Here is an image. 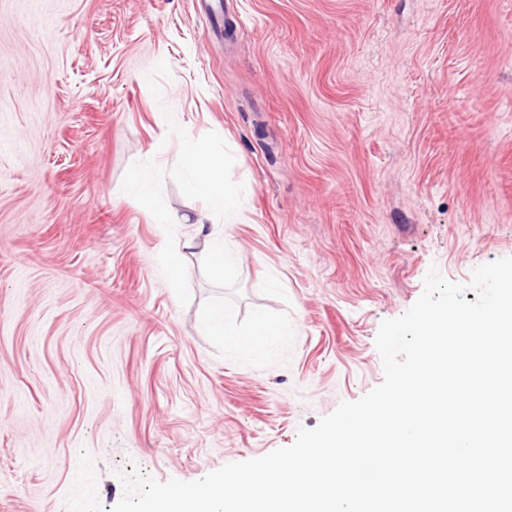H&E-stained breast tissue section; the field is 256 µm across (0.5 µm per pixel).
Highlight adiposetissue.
<instances>
[{
	"instance_id": "ef3b65f1",
	"label": "adipose tissue",
	"mask_w": 512,
	"mask_h": 512,
	"mask_svg": "<svg viewBox=\"0 0 512 512\" xmlns=\"http://www.w3.org/2000/svg\"><path fill=\"white\" fill-rule=\"evenodd\" d=\"M183 179L187 194L206 198L212 211L232 217L239 211L237 189L224 178V157L222 154L202 147L197 141L187 138L183 141ZM154 168L140 163L135 165L129 175L126 194L142 208L152 213L160 225L196 224L203 234L202 240L189 237L166 252L164 263L171 276H179L185 253L202 246L214 277H230L234 269L235 256L228 245L227 235L210 232L206 229V215L196 216L167 210L159 206L154 193ZM233 315L226 305L211 308L203 324L206 331L233 347L249 348L259 351L276 337L287 335L288 328L269 319L258 320L248 336H241L232 326Z\"/></svg>"
}]
</instances>
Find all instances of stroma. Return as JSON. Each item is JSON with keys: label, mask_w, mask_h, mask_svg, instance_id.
Returning <instances> with one entry per match:
<instances>
[{"label": "stroma", "mask_w": 512, "mask_h": 512, "mask_svg": "<svg viewBox=\"0 0 512 512\" xmlns=\"http://www.w3.org/2000/svg\"><path fill=\"white\" fill-rule=\"evenodd\" d=\"M0 0V512H111L119 473L194 481L379 385L381 323L430 268L512 257V0ZM180 138L241 189L236 271L125 192ZM288 334L259 352L202 327ZM197 246L195 237L184 239L175 246L174 249L165 253L164 263L170 272L172 279H176L182 267V262L185 257V250H192ZM232 319V311L222 304L208 311L203 324L210 336H215L225 344L254 351L264 349L271 339L288 334L287 325L269 319L258 320L249 333L243 334L233 328ZM241 336L250 337L243 339Z\"/></svg>", "instance_id": "stroma-1"}]
</instances>
